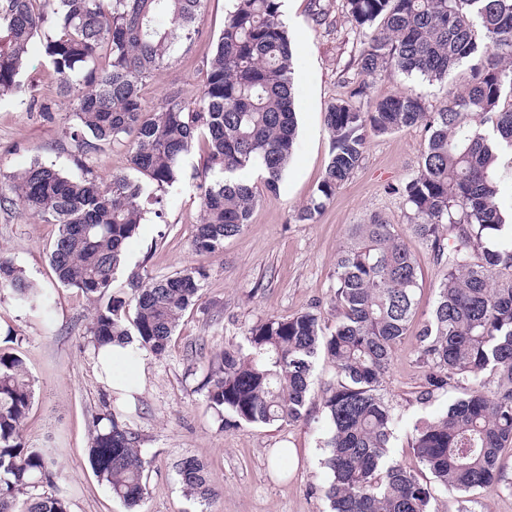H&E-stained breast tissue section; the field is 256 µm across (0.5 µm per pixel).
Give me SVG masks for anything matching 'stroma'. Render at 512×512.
Wrapping results in <instances>:
<instances>
[{
  "mask_svg": "<svg viewBox=\"0 0 512 512\" xmlns=\"http://www.w3.org/2000/svg\"><path fill=\"white\" fill-rule=\"evenodd\" d=\"M232 5V0H205L198 35L144 89L146 109L158 108L173 91L190 107L198 106L206 63ZM281 10L295 60L298 137L278 195L263 197L250 224L225 240L222 249L196 254L192 239L200 204L194 175L202 168L203 151L193 147L181 162V181L147 203L146 219L128 242L124 268L113 284L114 289L124 288L132 270L152 278L191 265L206 272L201 299L182 318L165 356L143 357L145 382L130 413L150 470L147 493L136 512H326L328 507L323 496L329 472L322 465L327 431L322 397L336 370L326 357L315 364L303 418L289 425L219 429L199 384L209 359L242 345L248 329L261 320L310 311L326 328L335 327L336 257L348 229L373 213L392 224L408 223L398 190L415 173L428 135L414 126L370 137L360 167L318 219L291 223V212L314 193L327 165L330 142L324 114L345 96L344 78L359 42L350 32L342 0H284ZM23 78L49 109L30 111L10 98L0 99V174L38 158L57 164L69 176H80L72 159L75 146L62 134L74 121L71 101L59 94L40 43L30 49ZM468 80L464 66L449 76L444 89L419 77L384 73L373 80L370 97L379 100L411 89L435 110ZM57 233V225L0 208V253L51 300L48 315L33 318L9 291H0V352L17 354L26 366L34 399L22 436L29 446L51 449L57 461L54 481L66 495L70 512H127L88 461L92 421L110 412L113 394L91 358L92 307L80 291L59 285L50 266L48 255ZM408 244L419 265L416 301L422 321L432 310L442 267L430 246L414 238ZM416 350L414 336L398 342L382 384V394L399 419L391 439L392 456L410 467L416 464L411 450L416 420L446 408L459 395L458 388L450 387L435 392L429 403H419L425 370L416 361ZM285 448L297 450V461L282 456ZM185 456L207 465L216 490L209 501L198 502L181 487L174 464Z\"/></svg>",
  "mask_w": 512,
  "mask_h": 512,
  "instance_id": "stroma-1",
  "label": "stroma"
}]
</instances>
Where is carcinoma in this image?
<instances>
[{"label": "carcinoma", "instance_id": "carcinoma-1", "mask_svg": "<svg viewBox=\"0 0 512 512\" xmlns=\"http://www.w3.org/2000/svg\"><path fill=\"white\" fill-rule=\"evenodd\" d=\"M203 2L0 0V98L37 105L35 87L20 73L40 39L59 90L73 99L77 123L64 135L81 163L101 142L124 143L131 168L148 179L116 174L103 184L37 158L0 176V205L58 225L50 265L62 286L96 304L89 328L96 348L134 340L162 357L201 297L206 274L199 267L162 279L133 273L128 292L112 291L123 251L145 220L146 185L162 190L179 182L183 157L204 141L192 247L210 253L242 231L259 202L242 174L261 170L266 194L275 196L294 153V58L282 0H233L198 108L171 93L158 109H145L142 90L198 35ZM343 10L363 35L355 71L346 77V97L325 113L331 149L317 192L289 221L320 216L359 168L370 135L421 125L427 149L400 191L410 224L400 230L375 215L352 225L336 260L335 330L324 333L310 312L253 325L246 346L209 363L206 403L223 428L294 423L322 352L336 367L322 399L330 512H432L435 487L457 494V512H469L472 494L503 480L504 451L512 449V181L497 170L500 155H512V0H343ZM464 64L470 83L435 112L411 90L364 103L369 79L381 72L444 84ZM445 226L455 230L451 243ZM407 232L444 266L431 315L416 334L418 361L427 368L421 399L451 385L462 389L413 426L411 448L432 486L390 458L397 419L380 394L394 347L416 317L418 264ZM4 287L28 313L50 307L44 289L0 255ZM33 396L23 360L0 353V512H69L52 455L21 439ZM88 456L115 500L138 505L150 462L123 407L96 421ZM176 469L188 495L207 501L215 494L199 459L184 457Z\"/></svg>", "mask_w": 512, "mask_h": 512}]
</instances>
